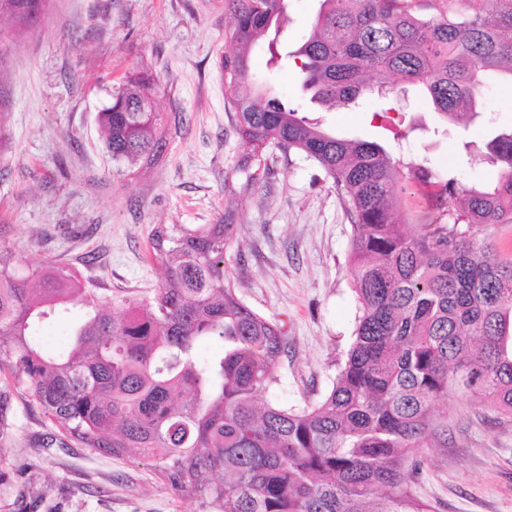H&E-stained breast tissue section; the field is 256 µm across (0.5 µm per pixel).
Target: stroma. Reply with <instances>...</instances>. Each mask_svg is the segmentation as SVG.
I'll use <instances>...</instances> for the list:
<instances>
[{"label": "stroma", "instance_id": "35a3bbf8", "mask_svg": "<svg viewBox=\"0 0 512 512\" xmlns=\"http://www.w3.org/2000/svg\"><path fill=\"white\" fill-rule=\"evenodd\" d=\"M316 0H287L280 41L310 35ZM233 22L227 0H51L25 30L0 21V247L22 266L78 271L96 299L123 314L125 298L151 295L162 269L155 225H235L224 268L242 300L283 326L279 385L260 394L288 408L314 404L343 362L358 315L350 275L354 228L332 180L313 162L274 147L260 154L224 103L221 58ZM255 71L336 135L377 141L433 180L494 182L482 159L512 126V98L490 88L474 120L440 122L415 93L399 101L401 138L370 113L318 111L292 66ZM154 80L167 149L151 167L116 164L100 112L132 73ZM421 447L407 451V489L432 512H512V418L483 398L448 394L433 407ZM0 438V512H198L151 462L111 457L59 439L25 394Z\"/></svg>", "mask_w": 512, "mask_h": 512}]
</instances>
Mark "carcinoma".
I'll list each match as a JSON object with an SVG mask.
<instances>
[{
	"label": "carcinoma",
	"mask_w": 512,
	"mask_h": 512,
	"mask_svg": "<svg viewBox=\"0 0 512 512\" xmlns=\"http://www.w3.org/2000/svg\"><path fill=\"white\" fill-rule=\"evenodd\" d=\"M311 35L292 54L310 100L326 109L374 99L372 118L399 121L398 84L416 87L444 117L477 112L486 83L512 93V0H319ZM49 0H0L24 26ZM221 65L239 134L314 160L354 225L359 315L330 391L302 409L256 403L278 384L285 333L247 306L224 274L234 225L158 224L152 248L164 278L124 317L73 271L17 269L0 248V434L12 390L23 388L63 435L105 454L153 462L198 512H429L407 491L402 456L421 447L432 404L450 391L485 398L512 417V257L483 232L512 224V129L487 144L500 167L483 188L450 176L437 215L413 233L393 216L408 183L429 171L376 142L338 137L255 79L249 49L278 26L286 0H232ZM154 83L131 77L100 114L115 162L155 164L166 140ZM466 228L461 229L459 225ZM83 302L50 351L35 335ZM204 340L222 342L207 360Z\"/></svg>",
	"instance_id": "1"
}]
</instances>
